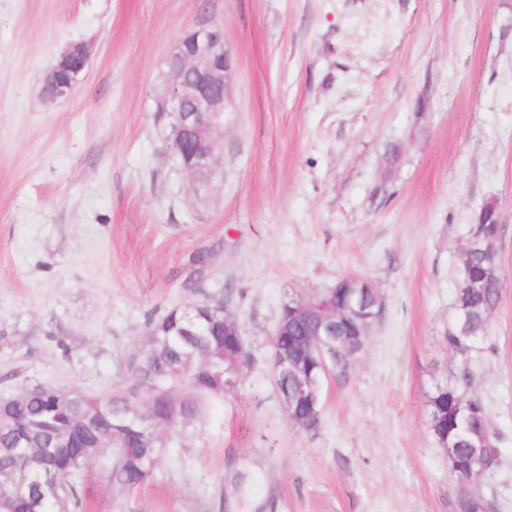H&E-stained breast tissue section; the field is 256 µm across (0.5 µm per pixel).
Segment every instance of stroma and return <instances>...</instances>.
<instances>
[{"instance_id": "35a3bbf8", "label": "stroma", "mask_w": 512, "mask_h": 512, "mask_svg": "<svg viewBox=\"0 0 512 512\" xmlns=\"http://www.w3.org/2000/svg\"><path fill=\"white\" fill-rule=\"evenodd\" d=\"M205 21L234 73L198 181L156 103L172 44ZM76 43L84 79L46 99ZM488 201L503 289L462 358L444 343L457 254ZM346 276L376 285L385 316L304 431L271 339L289 297ZM204 298L237 322L248 368L170 430L135 493L95 458L74 479L86 512H223L242 482L275 512H454L427 395L463 362L501 436L477 483L512 512V0H0V398L110 394L148 317Z\"/></svg>"}]
</instances>
